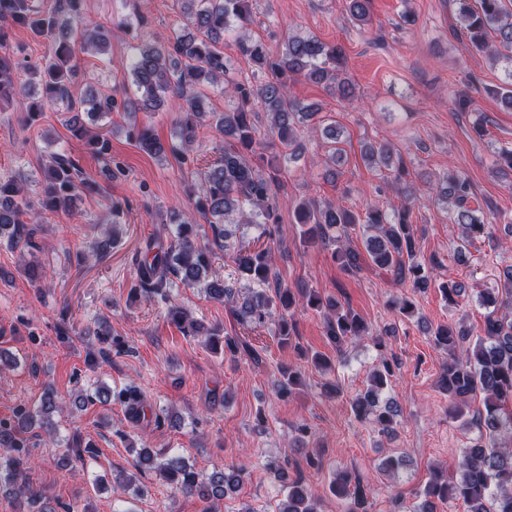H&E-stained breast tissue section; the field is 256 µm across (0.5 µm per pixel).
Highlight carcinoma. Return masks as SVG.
<instances>
[{"label":"carcinoma","instance_id":"1","mask_svg":"<svg viewBox=\"0 0 512 512\" xmlns=\"http://www.w3.org/2000/svg\"><path fill=\"white\" fill-rule=\"evenodd\" d=\"M182 15L181 29L167 44L141 41L130 65V76L136 99L118 103L111 94L96 90L76 98L75 75L78 55H104L110 45L109 30L88 18L84 0H57L47 11L35 9L29 0H0V100L16 94L26 96L41 89L42 96L28 103V118H37L46 105L61 106L69 112L83 111L91 124L76 117L68 121L71 136L86 142L92 153L105 158L110 154V138L92 129L98 120L114 111H123L132 121L125 126L126 137L143 152L152 156L167 153L187 162L198 129L203 122L219 135L222 146L214 161L198 167L201 176L199 195L188 209L174 207L169 212L167 227L171 241L167 246L146 244L137 258V284L130 298L138 301L157 297L167 299L166 288L171 279L188 286H204L210 298L228 303L239 325L251 332L273 321L278 344L293 345L294 326L288 321L297 308L322 315L325 335L340 351L352 340L369 339L382 346V338L374 334L368 323L351 308L333 297H324L313 289L297 292L276 284L271 266V248L262 243L249 248L231 249L233 230L239 215L248 224L263 226L262 236L271 239L278 231L280 216L276 204L278 186L277 159L266 160V166L252 164V157L277 150L280 156L296 152V132L300 128H317L318 111L290 95L289 84L298 77L323 83L344 98L354 94V85L346 72L344 50L337 44H326L313 35H290L281 54L274 57L266 44L251 36L253 0H177ZM462 21V35L478 51L493 62L512 63V9L507 0H455ZM371 0H347L350 21L363 28L370 24ZM20 24L54 44L53 54L38 64L4 52L7 28ZM235 34L240 54L252 65L258 80L243 82L235 78L230 59L224 55V37ZM221 87L234 107L224 112L208 109L206 91ZM172 93L184 106L177 116L180 145L165 147L150 127L133 120L135 112L154 111L164 96ZM262 112L269 118L264 134L253 123L252 115ZM328 140L331 157L342 154L340 132L336 126L320 128ZM369 165L383 166L396 182L406 181L408 170L403 157L385 144L369 143L361 151ZM40 208L51 214L73 211L76 201L100 192L93 180L80 176L79 164L64 152H55L42 168ZM439 193L448 200L454 223L463 228V237L471 241L487 233L488 224L473 215L470 201L474 192L469 180L457 173L448 175ZM31 208L26 192L12 179L0 178V237L8 235L11 248L34 247L36 229L24 216ZM210 224L216 245H224L225 255L235 265V273L248 282L246 292L238 293L221 279L208 280L213 267V250L196 242V216ZM295 221L305 226L303 239L332 247V258L348 272L365 267L388 276L403 288L428 287L438 262L419 259L418 241L410 220V207L403 206L388 215L377 207L364 214L341 207L331 201L303 199L295 210ZM357 225L372 231L364 237L365 252L348 245V230ZM171 322L185 336L200 334V323L192 313L180 306L168 307ZM434 344L448 354L440 382L452 406L450 415L464 416L468 399L483 396L484 413L479 424L481 436L463 449L458 473L434 467L419 493L420 503L414 512H437V504L459 500L467 512H512V317L487 316L483 334L474 341L463 357L456 355L457 345L468 340L470 332L454 324L439 325L433 331ZM224 353L231 357L245 353L258 359V353L239 335L224 336ZM397 364L385 361L372 373L366 388L354 399L351 409L358 418H370L381 432L394 430L396 410L380 402L382 391L391 383ZM283 381L277 394L285 397L301 378L291 365L280 368ZM128 419L135 422L148 408L146 398L136 387L127 386L117 393ZM31 412L21 406L11 418L0 419V489L14 494H28L40 503L38 512H55L51 503L30 486V450L22 434L31 429ZM321 459L308 455L301 463L285 462L277 469L278 478L288 483V492L277 506V512H318L301 477L302 468L318 469ZM295 476H290L288 467ZM140 473L155 471L174 484L185 495H196L210 503L224 499L246 476L242 466L226 465L200 474L178 455L158 461L146 454L135 462ZM336 498L345 501L347 512H366L371 484L347 470L336 472L330 484Z\"/></svg>","mask_w":512,"mask_h":512}]
</instances>
